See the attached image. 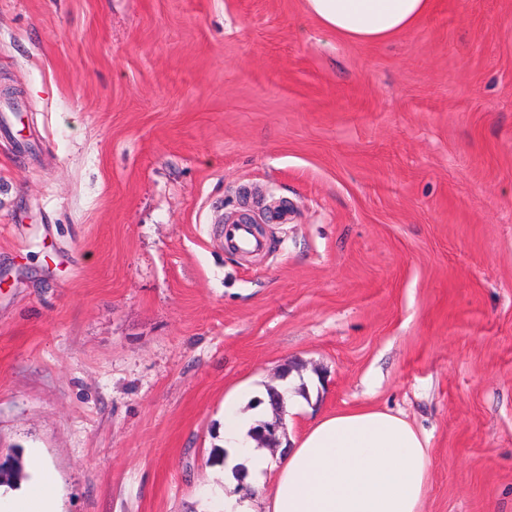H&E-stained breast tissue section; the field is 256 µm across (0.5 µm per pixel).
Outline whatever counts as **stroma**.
<instances>
[{
  "label": "stroma",
  "instance_id": "obj_1",
  "mask_svg": "<svg viewBox=\"0 0 512 512\" xmlns=\"http://www.w3.org/2000/svg\"><path fill=\"white\" fill-rule=\"evenodd\" d=\"M287 363L295 430L404 414L425 512H512V0L373 45L304 0H0V463L215 512L224 397ZM224 248L235 252L257 254L264 249L262 239L254 235L248 224H224Z\"/></svg>",
  "mask_w": 512,
  "mask_h": 512
}]
</instances>
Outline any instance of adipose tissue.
I'll list each match as a JSON object with an SVG mask.
<instances>
[{
    "label": "adipose tissue",
    "mask_w": 512,
    "mask_h": 512,
    "mask_svg": "<svg viewBox=\"0 0 512 512\" xmlns=\"http://www.w3.org/2000/svg\"><path fill=\"white\" fill-rule=\"evenodd\" d=\"M433 0H305L324 28L360 44L393 39L429 16ZM248 392L224 398V512H424L429 491L427 437L402 416L358 408L314 418L283 457L251 435L268 406L247 409ZM31 483L0 494V512H61L49 488L55 473L32 453ZM263 488L254 499L251 487Z\"/></svg>",
    "instance_id": "ef3b65f1"
}]
</instances>
